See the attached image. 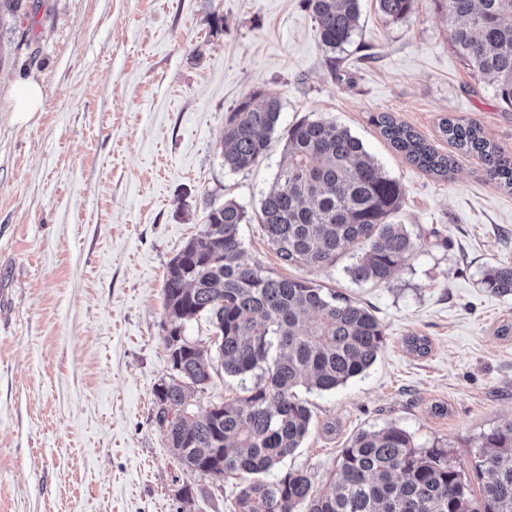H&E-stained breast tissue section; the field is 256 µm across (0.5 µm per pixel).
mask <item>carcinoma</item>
<instances>
[{"instance_id":"1","label":"carcinoma","mask_w":512,"mask_h":512,"mask_svg":"<svg viewBox=\"0 0 512 512\" xmlns=\"http://www.w3.org/2000/svg\"><path fill=\"white\" fill-rule=\"evenodd\" d=\"M24 0H0V24L23 45L30 12ZM318 41L334 53L348 44L359 20V0H305ZM423 0H378L396 21ZM453 47L512 108V0H442ZM277 96L239 104L224 125L221 155L233 171L265 154L278 127ZM390 145L420 170L454 171L412 127L382 112L374 119ZM442 133L457 150L476 157L490 179L512 190V152L491 142L479 123L448 118ZM288 164L281 168L260 208L259 220L279 260L288 266L327 268L349 246L361 254L348 274L356 282L383 283L415 253L416 243L395 213L403 188L382 171L346 128L302 120L286 133ZM246 213L235 201L211 206L206 224L170 262L163 286L171 365L154 391L156 422L163 407L185 416L163 430L180 465L193 473L245 480L235 512H512V419L483 434L469 451L471 469L489 482L474 494L464 463L440 446L420 448L397 426L362 431L343 449L330 488L311 492L302 470L272 481L265 476L292 455L308 433L309 407L296 388L332 391L376 360L384 329L369 309L310 280L273 276L242 258L239 226ZM486 283L512 294V265L490 269ZM206 316L215 327L214 354L231 377H251L246 396L199 414L192 402L211 380V363L184 335L186 323ZM409 352L431 351L426 336L405 338Z\"/></svg>"}]
</instances>
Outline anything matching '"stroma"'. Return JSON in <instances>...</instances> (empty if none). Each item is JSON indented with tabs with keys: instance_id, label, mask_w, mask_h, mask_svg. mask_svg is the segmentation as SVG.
<instances>
[{
	"instance_id": "stroma-1",
	"label": "stroma",
	"mask_w": 512,
	"mask_h": 512,
	"mask_svg": "<svg viewBox=\"0 0 512 512\" xmlns=\"http://www.w3.org/2000/svg\"><path fill=\"white\" fill-rule=\"evenodd\" d=\"M359 9L332 56L304 0H42L30 46L0 47V512H233L243 480L183 469L154 407L170 374L168 265L227 200L246 212L244 260L344 293L384 328L364 373L298 391L312 420L282 467L313 492L359 432L395 425L463 454L512 418V337L496 334L512 295L485 282L512 264V190L440 131L472 119L512 152V109L454 51L437 0L399 21L377 0ZM31 78L43 104L28 115L14 101ZM260 93L278 96L280 124L261 161L230 170L225 121ZM381 112L453 156L454 173L409 163L372 123ZM303 119L347 128L401 183L392 221L419 249L389 283L351 279L355 247L313 269L268 244L260 203ZM410 335L430 353H409Z\"/></svg>"
}]
</instances>
